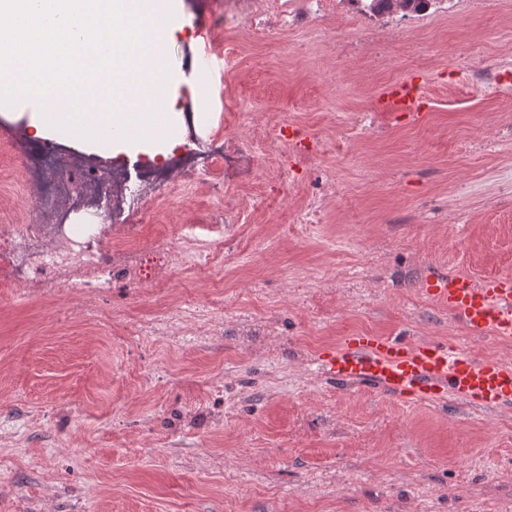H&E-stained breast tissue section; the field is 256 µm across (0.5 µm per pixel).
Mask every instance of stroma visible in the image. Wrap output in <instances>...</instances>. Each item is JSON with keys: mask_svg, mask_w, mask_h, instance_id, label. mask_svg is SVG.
<instances>
[{"mask_svg": "<svg viewBox=\"0 0 512 512\" xmlns=\"http://www.w3.org/2000/svg\"><path fill=\"white\" fill-rule=\"evenodd\" d=\"M362 22L266 31L213 77L205 133L245 139L275 113L328 142L293 174L261 160L256 201L206 176L165 195L142 246L219 206L223 263L102 297L63 283L0 298V512H512V408L340 387L316 364L354 332L512 361V341L471 335L424 288L437 269L512 277V95L472 84L457 57L512 59V0L412 19L380 70L335 54ZM415 77L420 116H367ZM9 138L0 127V225L32 206ZM328 173L323 223H297ZM166 311V333H139Z\"/></svg>", "mask_w": 512, "mask_h": 512, "instance_id": "35a3bbf8", "label": "stroma"}]
</instances>
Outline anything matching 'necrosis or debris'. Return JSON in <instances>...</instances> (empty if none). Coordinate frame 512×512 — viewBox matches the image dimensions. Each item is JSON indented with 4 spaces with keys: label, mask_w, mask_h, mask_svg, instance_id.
<instances>
[{
    "label": "necrosis or debris",
    "mask_w": 512,
    "mask_h": 512,
    "mask_svg": "<svg viewBox=\"0 0 512 512\" xmlns=\"http://www.w3.org/2000/svg\"><path fill=\"white\" fill-rule=\"evenodd\" d=\"M224 0V57L237 59L241 41L263 34L266 26L308 27L316 12L310 0ZM410 12L388 10L385 23L363 28L354 40L337 39L338 53H354L375 67L392 61L394 42L405 33ZM180 150L160 162H113L98 155L56 142H35L24 129L14 128L8 145L25 174L24 189L34 202L31 212L0 233V294L23 286L48 293L60 283L91 294L109 290L115 276L131 282L151 277L153 268L174 270L188 259L181 238L155 242L150 256L129 248L155 202L163 193L191 188L215 163L224 166L225 187L261 197L264 188L254 171L253 141L202 138L197 133L196 106L185 100L180 109ZM274 135L267 149L279 166L295 168L321 152V136L307 140L290 135L288 125L271 118ZM99 218L97 232L85 234L74 227L76 218ZM121 225L124 236L113 242L112 225Z\"/></svg>",
    "instance_id": "4bbe7bcc"
}]
</instances>
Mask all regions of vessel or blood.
Returning a JSON list of instances; mask_svg holds the SVG:
<instances>
[{"instance_id":"1","label":"vessel or blood","mask_w":512,"mask_h":512,"mask_svg":"<svg viewBox=\"0 0 512 512\" xmlns=\"http://www.w3.org/2000/svg\"><path fill=\"white\" fill-rule=\"evenodd\" d=\"M415 80L394 84L382 93L385 101L408 114L420 115L426 100ZM429 294L475 335L512 339V279L476 280L436 271L428 276ZM317 365L324 377L340 385L374 388L410 401L453 397L474 408L496 410L512 405V362L478 359L434 339L353 333L336 348L321 353Z\"/></svg>"}]
</instances>
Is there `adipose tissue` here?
Segmentation results:
<instances>
[{"label":"adipose tissue","instance_id":"ef3b65f1","mask_svg":"<svg viewBox=\"0 0 512 512\" xmlns=\"http://www.w3.org/2000/svg\"><path fill=\"white\" fill-rule=\"evenodd\" d=\"M184 28L176 0H0V114L35 141L166 155L181 91L161 53Z\"/></svg>","mask_w":512,"mask_h":512}]
</instances>
